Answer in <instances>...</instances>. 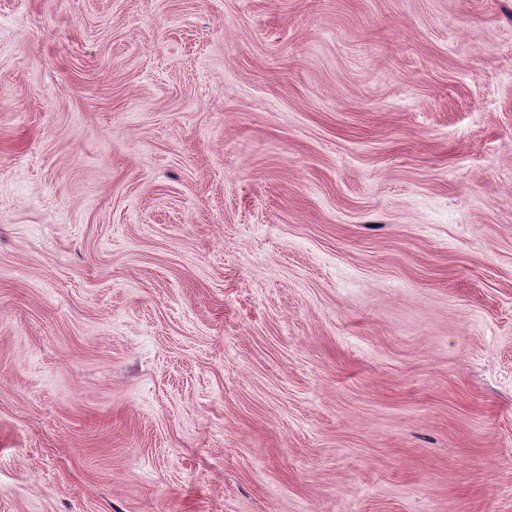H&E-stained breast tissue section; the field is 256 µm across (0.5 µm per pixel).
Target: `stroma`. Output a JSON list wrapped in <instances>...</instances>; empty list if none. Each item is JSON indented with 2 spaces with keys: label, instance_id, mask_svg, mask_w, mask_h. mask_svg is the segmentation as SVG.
<instances>
[{
  "label": "stroma",
  "instance_id": "obj_1",
  "mask_svg": "<svg viewBox=\"0 0 512 512\" xmlns=\"http://www.w3.org/2000/svg\"><path fill=\"white\" fill-rule=\"evenodd\" d=\"M0 512H512V0H0Z\"/></svg>",
  "mask_w": 512,
  "mask_h": 512
}]
</instances>
